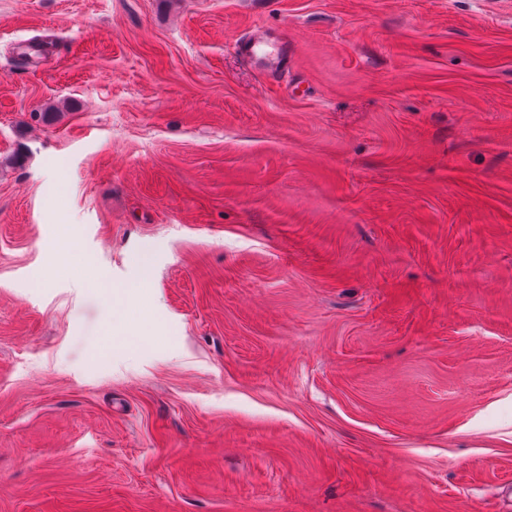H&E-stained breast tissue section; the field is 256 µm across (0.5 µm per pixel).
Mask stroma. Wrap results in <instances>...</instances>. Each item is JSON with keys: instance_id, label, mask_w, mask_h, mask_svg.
Listing matches in <instances>:
<instances>
[{"instance_id": "35a3bbf8", "label": "stroma", "mask_w": 512, "mask_h": 512, "mask_svg": "<svg viewBox=\"0 0 512 512\" xmlns=\"http://www.w3.org/2000/svg\"><path fill=\"white\" fill-rule=\"evenodd\" d=\"M0 512H512V0H0ZM234 49L270 83L282 82L292 64L288 40L280 33L242 36L236 39Z\"/></svg>"}]
</instances>
